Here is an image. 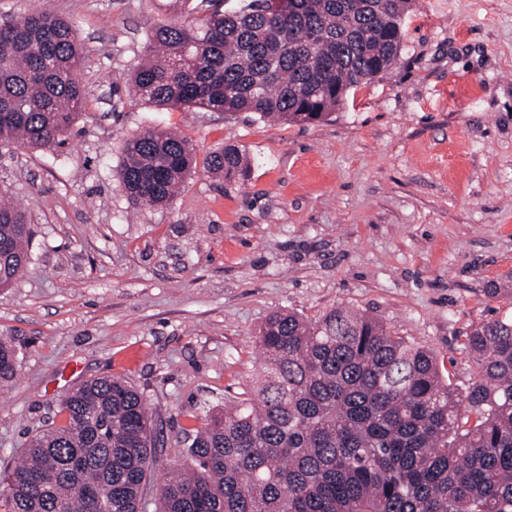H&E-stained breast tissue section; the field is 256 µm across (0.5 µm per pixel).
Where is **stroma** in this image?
Listing matches in <instances>:
<instances>
[{
  "mask_svg": "<svg viewBox=\"0 0 512 512\" xmlns=\"http://www.w3.org/2000/svg\"><path fill=\"white\" fill-rule=\"evenodd\" d=\"M49 10L75 22L86 103L63 145L0 141V190L32 230L23 275L0 288V336L18 353L0 385V471L63 422L61 399L117 377L142 393L164 451L142 512L185 433L246 389L273 312L345 306L437 356L465 387L463 342L512 317V0H415L397 64L320 122L162 110L130 77L172 0H0V22ZM197 159L237 146L236 181L197 169L169 204L132 203L124 145L151 127Z\"/></svg>",
  "mask_w": 512,
  "mask_h": 512,
  "instance_id": "stroma-1",
  "label": "stroma"
}]
</instances>
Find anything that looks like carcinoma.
<instances>
[{
    "label": "carcinoma",
    "mask_w": 512,
    "mask_h": 512,
    "mask_svg": "<svg viewBox=\"0 0 512 512\" xmlns=\"http://www.w3.org/2000/svg\"><path fill=\"white\" fill-rule=\"evenodd\" d=\"M412 0H237L188 23L149 28L132 86L159 109L251 112L319 122L399 60ZM74 23L35 12L0 25V139L63 143L86 101ZM234 145L207 172L242 169ZM184 136L128 139L118 180L136 203L165 205L196 172ZM23 212L0 202V288L26 269ZM261 371L238 398L203 411L159 486L164 512H512V318L467 334V386L381 319L338 306L315 320L271 314ZM17 352L0 336V382ZM64 424L33 435L0 479L7 512H140L157 461L143 395L101 377L61 402Z\"/></svg>",
    "instance_id": "obj_1"
}]
</instances>
